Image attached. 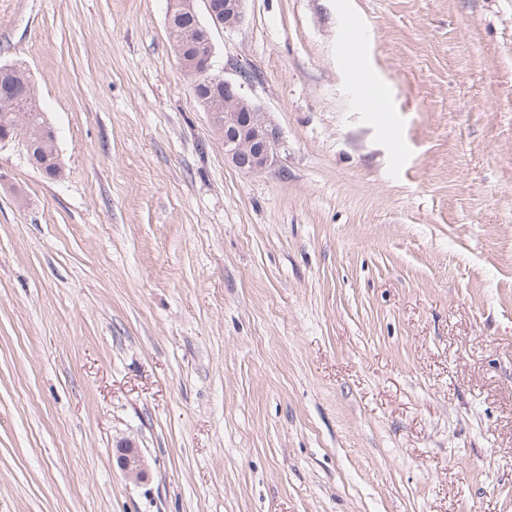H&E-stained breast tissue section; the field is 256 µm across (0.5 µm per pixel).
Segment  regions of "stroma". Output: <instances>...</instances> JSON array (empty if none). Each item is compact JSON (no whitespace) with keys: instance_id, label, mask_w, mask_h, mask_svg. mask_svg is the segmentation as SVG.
I'll return each mask as SVG.
<instances>
[{"instance_id":"stroma-1","label":"stroma","mask_w":512,"mask_h":512,"mask_svg":"<svg viewBox=\"0 0 512 512\" xmlns=\"http://www.w3.org/2000/svg\"><path fill=\"white\" fill-rule=\"evenodd\" d=\"M167 5L0 0L63 165L0 145V512H512V0H246L258 175ZM175 10L183 13L175 14ZM186 11L194 16L196 25ZM178 15L169 37L176 46L194 28L198 32L191 46H183L182 43L176 46L177 53L183 60L181 69L192 79L194 96L209 116L213 134L224 146V159L245 174L264 172L274 163L282 138L269 112H264L246 92V87L252 82L250 73L236 68L238 78H228L225 75L227 67L216 70L210 24L198 19L194 0L168 1V31L173 18ZM188 47L193 49L194 56L188 55L191 59L184 62L182 53ZM200 87L206 95H200ZM218 101L224 106V112H215ZM118 460L122 471L128 478L143 482L148 477V466L141 450L132 442H124L118 445Z\"/></svg>"}]
</instances>
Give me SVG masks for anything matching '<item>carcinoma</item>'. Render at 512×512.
I'll return each mask as SVG.
<instances>
[{"mask_svg": "<svg viewBox=\"0 0 512 512\" xmlns=\"http://www.w3.org/2000/svg\"><path fill=\"white\" fill-rule=\"evenodd\" d=\"M193 30V17L183 12L176 18L175 28L172 29L170 38L178 43ZM29 79L30 75L26 70L20 68L0 83L3 85V89L0 90V120L5 116L12 117L16 113L20 114L25 133L32 140L42 144L41 162L46 165V168L55 169L61 166V162L58 161L59 155L52 144L44 141L43 130L46 119L41 112L36 95L27 92L26 84Z\"/></svg>", "mask_w": 512, "mask_h": 512, "instance_id": "cac0c4a2", "label": "carcinoma"}]
</instances>
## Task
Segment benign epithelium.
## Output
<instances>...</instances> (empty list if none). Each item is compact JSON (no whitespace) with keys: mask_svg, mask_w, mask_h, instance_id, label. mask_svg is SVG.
I'll use <instances>...</instances> for the list:
<instances>
[{"mask_svg":"<svg viewBox=\"0 0 512 512\" xmlns=\"http://www.w3.org/2000/svg\"><path fill=\"white\" fill-rule=\"evenodd\" d=\"M246 0H205L210 23L196 21L198 36L191 48L194 56L181 64L191 77L193 94L205 112L213 134L224 146V159L245 174H259L274 163L282 145L279 129L269 113L247 94L251 75L238 70V77H226V69L214 64V47L210 26L226 30L238 27L244 20ZM195 14L194 0H168L167 24H172L175 11ZM118 460L128 478L142 482L148 477V466L141 450L130 442L118 445Z\"/></svg>","mask_w":512,"mask_h":512,"instance_id":"benign-epithelium-1","label":"benign epithelium"}]
</instances>
